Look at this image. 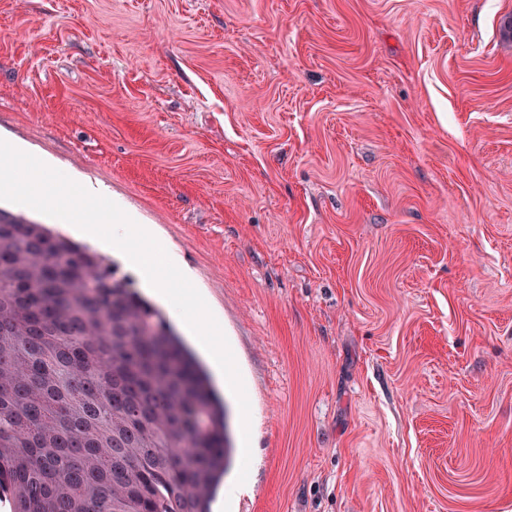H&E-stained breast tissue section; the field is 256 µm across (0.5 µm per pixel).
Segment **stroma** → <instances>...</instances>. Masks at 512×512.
Segmentation results:
<instances>
[{
    "label": "stroma",
    "mask_w": 512,
    "mask_h": 512,
    "mask_svg": "<svg viewBox=\"0 0 512 512\" xmlns=\"http://www.w3.org/2000/svg\"><path fill=\"white\" fill-rule=\"evenodd\" d=\"M511 14L0 0V133L152 225L224 328V512H512Z\"/></svg>",
    "instance_id": "35a3bbf8"
}]
</instances>
